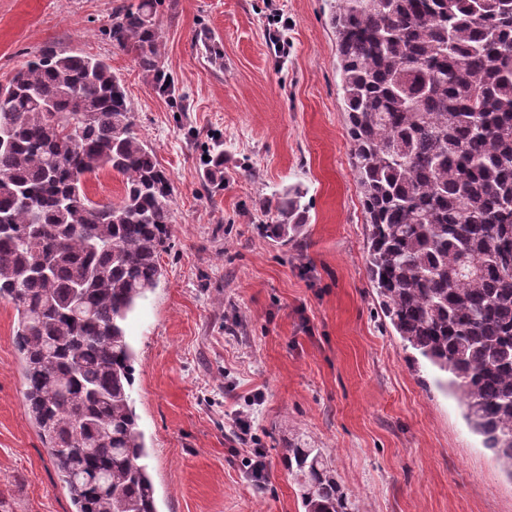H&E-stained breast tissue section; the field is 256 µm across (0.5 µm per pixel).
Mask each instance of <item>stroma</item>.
I'll use <instances>...</instances> for the list:
<instances>
[{
	"instance_id": "stroma-1",
	"label": "stroma",
	"mask_w": 512,
	"mask_h": 512,
	"mask_svg": "<svg viewBox=\"0 0 512 512\" xmlns=\"http://www.w3.org/2000/svg\"><path fill=\"white\" fill-rule=\"evenodd\" d=\"M120 2L0 0V82L51 44L106 59L172 180V247L127 323L161 512H301L291 436L325 449L360 512H512V476L379 314L328 0H174L159 15L170 98L108 37ZM216 141L219 187L204 175ZM289 185L307 224L282 246L260 227ZM17 319L0 300V512H71L26 413ZM242 410L267 455L260 486Z\"/></svg>"
}]
</instances>
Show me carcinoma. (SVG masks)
Wrapping results in <instances>:
<instances>
[{
	"instance_id": "1",
	"label": "carcinoma",
	"mask_w": 512,
	"mask_h": 512,
	"mask_svg": "<svg viewBox=\"0 0 512 512\" xmlns=\"http://www.w3.org/2000/svg\"><path fill=\"white\" fill-rule=\"evenodd\" d=\"M330 2L381 316L410 363L446 375L512 477V0ZM164 4L123 2L109 28L162 93ZM208 163L223 182L219 145ZM102 172L122 176L120 202L88 198ZM172 193L106 61L47 47L0 82V299L18 313L27 412L72 512H159L125 322L160 278ZM303 198L272 195L262 234L298 240ZM281 457L304 512H358L322 449L291 437Z\"/></svg>"
}]
</instances>
